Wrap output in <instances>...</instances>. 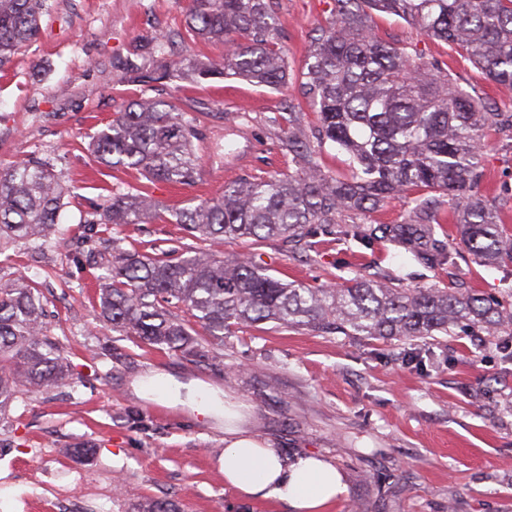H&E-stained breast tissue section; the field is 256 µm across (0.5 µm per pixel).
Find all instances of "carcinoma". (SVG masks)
<instances>
[{
    "mask_svg": "<svg viewBox=\"0 0 512 512\" xmlns=\"http://www.w3.org/2000/svg\"><path fill=\"white\" fill-rule=\"evenodd\" d=\"M335 21L311 41L301 85L319 116L316 133H300L301 113H288L279 139L296 172L242 179L224 194L173 212L175 223L212 243L277 238L298 244L317 230H336L362 242L388 240L428 269L456 265L457 253L440 235L445 207L458 213L460 241L486 264L512 263V235L499 224L495 203L478 194L480 143L487 130L512 133V113L498 112L454 82L435 60L377 37L372 12L395 15L426 37L446 43L490 81L512 86V0H334ZM43 0H0V69L38 28ZM192 37L225 44L224 59L201 65L173 56L170 36L154 40L164 71L209 78L240 77L279 90L288 86V54L272 0H192L185 17ZM196 118L156 93L128 101L97 132V163L131 168L150 182L191 185L201 174L194 146ZM345 151L351 173L332 178L318 156L326 143ZM419 188L427 192L412 197ZM65 187L45 160L0 172V249L32 234L56 232ZM400 199L401 224L339 225L342 212L375 210ZM156 202L136 188L112 191L100 223L148 224ZM108 284L99 316L112 329L165 349L197 366L209 364L199 342L216 345L224 333L260 323L308 328L369 339L450 336L476 326L490 336L512 327V302L484 298L469 288H401L383 275H360L342 288L285 282L251 257L226 259L199 251L176 261L97 255ZM189 315L184 319L178 311ZM63 357L45 334L43 302L19 276L0 287V408L23 387L68 383ZM139 512H181L173 500H152Z\"/></svg>",
    "mask_w": 512,
    "mask_h": 512,
    "instance_id": "1",
    "label": "carcinoma"
}]
</instances>
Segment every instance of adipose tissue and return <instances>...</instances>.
<instances>
[{"label": "adipose tissue", "instance_id": "adipose-tissue-1", "mask_svg": "<svg viewBox=\"0 0 512 512\" xmlns=\"http://www.w3.org/2000/svg\"><path fill=\"white\" fill-rule=\"evenodd\" d=\"M161 403L174 407L188 404L201 416L224 414V454L220 467L224 488L243 500H272L287 512H329L345 493L343 474L316 456L284 458L271 442L256 438L239 424V412L230 400L219 399L204 387H182L165 381L158 384Z\"/></svg>", "mask_w": 512, "mask_h": 512}]
</instances>
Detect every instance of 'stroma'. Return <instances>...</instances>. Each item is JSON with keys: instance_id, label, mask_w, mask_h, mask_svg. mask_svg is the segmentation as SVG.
<instances>
[{"instance_id": "1", "label": "stroma", "mask_w": 512, "mask_h": 512, "mask_svg": "<svg viewBox=\"0 0 512 512\" xmlns=\"http://www.w3.org/2000/svg\"><path fill=\"white\" fill-rule=\"evenodd\" d=\"M189 0H45L37 36L0 72V170L50 161L69 193L62 231L0 250V285L26 276L41 289L45 328L70 370L66 386L20 389L0 409V512H137L171 499L183 512H286L224 489L219 459L224 419L144 396L138 382L163 375L240 400L247 427L288 459L315 455L347 484L330 512H512V328H477L411 341L374 340L263 323L234 330L215 368L198 367L113 331L95 315L103 271L93 260L97 219L113 189L146 191L159 205L149 224L115 234L124 251L179 258L208 249L171 223L175 208L220 196L241 179L285 174L292 154L274 137V118L318 115L298 90L310 42L334 20V0H276L288 47V92L239 78L165 82L197 118L203 171L193 185L151 183L137 171L97 164L94 135L141 87L132 67L155 68L156 36L178 51L218 59L220 43L184 30ZM385 40L439 61L473 96L512 112V88L487 81L448 45L395 16L373 13ZM485 195H499L512 234V137L491 134L483 154ZM299 248L280 240H229L225 257L252 256L280 279L335 287L361 273L396 277L403 288H471L512 299V264L472 257L428 270L402 249L365 246L333 233ZM77 443L89 454H74Z\"/></svg>"}]
</instances>
